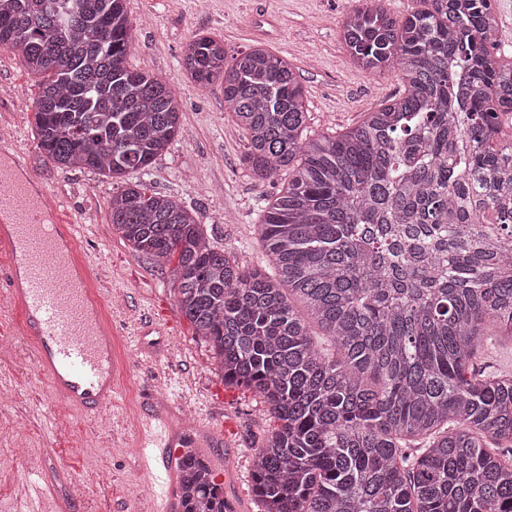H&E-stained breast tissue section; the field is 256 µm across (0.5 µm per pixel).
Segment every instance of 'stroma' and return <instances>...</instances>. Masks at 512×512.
<instances>
[{
  "label": "stroma",
  "mask_w": 512,
  "mask_h": 512,
  "mask_svg": "<svg viewBox=\"0 0 512 512\" xmlns=\"http://www.w3.org/2000/svg\"><path fill=\"white\" fill-rule=\"evenodd\" d=\"M134 25L129 67L168 77L188 133L172 142L148 174L129 173L153 190L194 209L215 245L245 267L267 265L256 226L287 175L255 182L241 163L245 134L224 112L220 85L199 87L184 76V45L199 33L223 38L234 55L261 43L285 58L305 88L309 136L349 128L401 90L393 76L351 64L339 29L351 0H128ZM40 77L20 54L0 48V150L20 158L25 176L58 203L61 224L75 228L76 259L102 300L113 331L117 373L112 402L94 418L60 403L16 336L18 311L0 297V512H55V502L81 489L75 512H150L136 443L147 406L166 401L237 428L233 464L249 492L254 455L277 426L260 398L224 384L208 345L182 314L174 293L176 259L136 252L110 224L118 192L92 169H62L39 148L34 99ZM155 314L150 331L141 312Z\"/></svg>",
  "instance_id": "35a3bbf8"
}]
</instances>
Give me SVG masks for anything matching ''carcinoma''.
<instances>
[{
  "label": "carcinoma",
  "mask_w": 512,
  "mask_h": 512,
  "mask_svg": "<svg viewBox=\"0 0 512 512\" xmlns=\"http://www.w3.org/2000/svg\"><path fill=\"white\" fill-rule=\"evenodd\" d=\"M356 0L353 64L402 85L357 125L309 138L304 87L257 44L227 59L195 36L181 66L221 83L258 183L288 172L258 224L273 272L214 245L181 201L127 184L112 228L178 255V305L224 382L278 427L255 454L262 512H512V373L476 368L491 322L512 333V64L493 0ZM127 0H0V46L44 76L33 121L58 166L145 172L183 133L166 77L126 65ZM185 512H224L200 460Z\"/></svg>",
  "instance_id": "carcinoma-1"
}]
</instances>
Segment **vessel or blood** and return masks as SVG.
<instances>
[{"label": "vessel or blood", "mask_w": 512, "mask_h": 512, "mask_svg": "<svg viewBox=\"0 0 512 512\" xmlns=\"http://www.w3.org/2000/svg\"><path fill=\"white\" fill-rule=\"evenodd\" d=\"M20 162L0 163V249L11 258L8 294L19 308L20 333L32 346L35 365L54 395L84 416L112 401V333L99 318V301L86 275L74 267V229L58 223L45 195L17 175ZM237 428L197 420L185 427L153 407L139 460L153 488L152 512H181L179 476L201 451L232 457ZM237 474L224 467V512H248L236 491Z\"/></svg>", "instance_id": "obj_1"}]
</instances>
